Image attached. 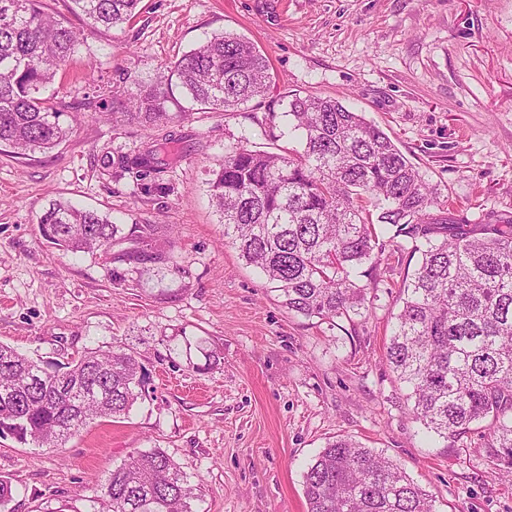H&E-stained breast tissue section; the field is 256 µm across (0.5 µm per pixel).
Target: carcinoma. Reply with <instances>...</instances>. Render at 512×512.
Listing matches in <instances>:
<instances>
[{
  "label": "carcinoma",
  "mask_w": 512,
  "mask_h": 512,
  "mask_svg": "<svg viewBox=\"0 0 512 512\" xmlns=\"http://www.w3.org/2000/svg\"><path fill=\"white\" fill-rule=\"evenodd\" d=\"M141 0H72L89 29L130 22ZM81 32L45 11L42 0H0V146L17 155L49 150L72 126L60 123L46 87L81 45ZM272 75L251 41L218 33L183 53L168 75L142 83L106 109L113 120L163 128L178 85L191 105L232 112L261 96ZM301 149L224 146L208 180L224 241L258 269L288 312L332 321L362 314L357 270L373 262L376 226L422 246L404 285L386 347L409 389L411 411L446 440L484 424L487 455L512 477V215L484 224L439 208L438 192L391 138L340 101L294 96L284 113ZM102 168L160 182L159 144L108 151ZM46 240L64 252H98L116 285L152 271L181 274L170 242L153 224H115L94 211L52 203L40 215ZM0 343V436L58 449L96 419H120L146 397L149 374L120 344L89 349L48 372ZM308 512H436L435 500L395 459L350 437L326 443L304 474ZM194 487L161 448L128 457L101 487L97 512H192Z\"/></svg>",
  "instance_id": "1"
}]
</instances>
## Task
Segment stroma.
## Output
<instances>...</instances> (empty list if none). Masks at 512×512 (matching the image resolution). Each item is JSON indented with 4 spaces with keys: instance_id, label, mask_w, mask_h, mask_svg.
I'll use <instances>...</instances> for the list:
<instances>
[{
    "instance_id": "1",
    "label": "stroma",
    "mask_w": 512,
    "mask_h": 512,
    "mask_svg": "<svg viewBox=\"0 0 512 512\" xmlns=\"http://www.w3.org/2000/svg\"><path fill=\"white\" fill-rule=\"evenodd\" d=\"M84 41L46 91L72 131L49 151L0 148V342L66 363L124 344L147 369L148 396L53 450L0 436L10 512H95L100 485L128 455L163 449L197 490L193 512H307L303 475L335 436L398 460L437 512H512V479L482 430L428 438L386 360L399 296L419 256L388 230L361 283L364 314L328 322L288 313L224 243L207 181L224 147L269 150L291 94L343 101L382 128L438 190L478 222L512 212V0H142L128 25L89 30L71 0H43ZM235 33L268 57L272 80L237 112L193 110L169 124V195L99 159L160 138L102 114L113 92L153 79L205 36ZM96 66L94 81L83 77ZM69 201L170 236L185 275L117 286L98 256L63 255L39 216ZM182 329L220 356L207 373L170 357Z\"/></svg>"
}]
</instances>
